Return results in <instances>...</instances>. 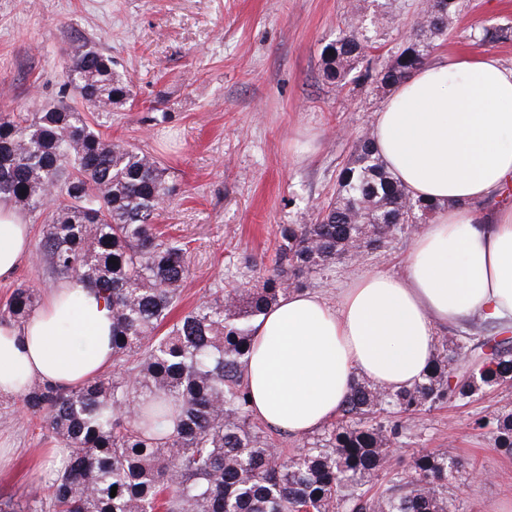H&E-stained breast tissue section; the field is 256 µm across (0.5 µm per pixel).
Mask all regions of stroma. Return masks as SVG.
<instances>
[{"instance_id":"1","label":"stroma","mask_w":512,"mask_h":512,"mask_svg":"<svg viewBox=\"0 0 512 512\" xmlns=\"http://www.w3.org/2000/svg\"><path fill=\"white\" fill-rule=\"evenodd\" d=\"M433 60L492 55L512 67V39L474 43L483 28L512 24V0H464ZM421 0H0V112H34L64 102L86 111L67 85L65 52L88 43L111 56L135 97L114 107L102 131L159 157L174 186L156 225L186 243L191 274L178 312L218 280L245 282L274 254L284 224H307L336 191L354 139L370 129L388 96L368 82L334 86L322 78L325 46L345 22L385 15L370 29L369 52L384 64L399 50ZM166 113L163 126L151 115ZM411 235L347 258L306 290L335 300L356 274L402 273ZM27 284L39 297L58 284L23 260L0 281V308ZM512 411V382L467 404H443L406 424L399 447L375 479L419 453L444 452L462 466L448 478L460 512H497L512 500V455L475 419ZM55 440L23 408L0 396V497L22 512H49L39 493L51 482L46 454Z\"/></svg>"}]
</instances>
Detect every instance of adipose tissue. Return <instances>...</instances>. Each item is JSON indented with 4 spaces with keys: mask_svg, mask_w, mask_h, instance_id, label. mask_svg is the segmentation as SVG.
Returning <instances> with one entry per match:
<instances>
[{
    "mask_svg": "<svg viewBox=\"0 0 512 512\" xmlns=\"http://www.w3.org/2000/svg\"><path fill=\"white\" fill-rule=\"evenodd\" d=\"M371 132L392 175L438 210L402 274H357L335 301L292 290L252 326L244 377L256 419L303 437L334 419L357 381L401 390L432 364L438 330L469 320L512 332V206L476 202L512 184V68L490 55L424 65L397 85ZM30 226L0 199V280L28 255ZM112 311L60 283L21 326H0V394L82 386L112 364Z\"/></svg>",
    "mask_w": 512,
    "mask_h": 512,
    "instance_id": "obj_1",
    "label": "adipose tissue"
}]
</instances>
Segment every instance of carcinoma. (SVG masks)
<instances>
[{
  "label": "carcinoma",
  "mask_w": 512,
  "mask_h": 512,
  "mask_svg": "<svg viewBox=\"0 0 512 512\" xmlns=\"http://www.w3.org/2000/svg\"><path fill=\"white\" fill-rule=\"evenodd\" d=\"M463 7L423 0L402 49L364 79L388 88L409 77ZM369 49L365 24H347L325 48L324 81L346 85ZM67 57L73 93L97 114L132 97L112 57L86 43ZM99 126L67 106L0 113V198L49 216L34 263L97 291L112 309V373L74 389L34 382L23 394L27 413L67 452L48 486L51 512H456L448 472L458 463L445 453L413 457L385 496L365 486L399 444V416L511 381V340L476 362L466 360L480 348L472 336L444 339L429 373L410 388L356 383L340 420L290 456L272 451L243 376L256 318L352 246L381 248L430 223L439 205L414 198L367 134L337 176L336 198L314 223L281 226L274 258L253 283L218 280L163 332L190 272L186 245L155 226L172 187L157 157L104 138ZM37 303L34 289L20 284L7 317L21 324ZM475 425L492 429L496 448L512 454V412Z\"/></svg>",
  "instance_id": "1"
}]
</instances>
